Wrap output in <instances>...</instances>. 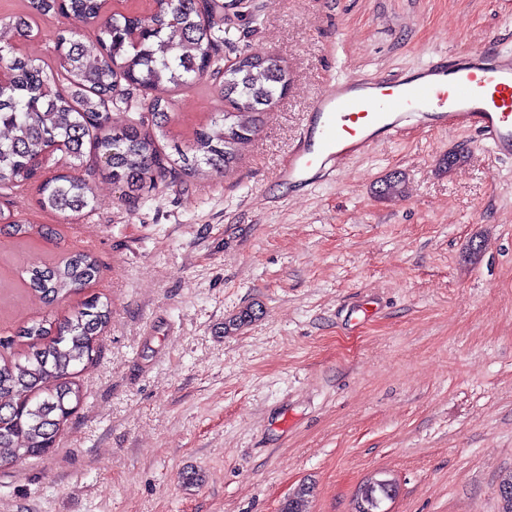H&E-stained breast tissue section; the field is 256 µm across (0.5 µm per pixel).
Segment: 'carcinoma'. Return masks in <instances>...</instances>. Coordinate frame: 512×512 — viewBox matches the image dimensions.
I'll list each match as a JSON object with an SVG mask.
<instances>
[{
  "label": "carcinoma",
  "mask_w": 512,
  "mask_h": 512,
  "mask_svg": "<svg viewBox=\"0 0 512 512\" xmlns=\"http://www.w3.org/2000/svg\"><path fill=\"white\" fill-rule=\"evenodd\" d=\"M106 0H26V10L0 17V63L10 74L0 85V189L34 184L41 210L76 219L93 201L92 188L76 174L86 153L121 190L127 201L140 198L147 183L167 176H198L236 162L239 148L258 132L261 117L288 89V73L267 56L246 49L226 69L219 55L224 44V0H171L142 21L117 4L105 14ZM72 14L97 31V53L87 59L78 29H62L55 56L45 61L16 47L34 39V17ZM207 79L224 102V111L195 130L193 142L174 147L176 158L162 152L172 119L170 88ZM156 92L146 111L151 124L130 121L110 125L108 103L122 85ZM63 148L70 169L46 177L41 152ZM405 176L380 180L376 195L386 200L405 193ZM34 225L10 203H0V232L25 237ZM99 274L97 260L76 251L53 265L29 270L26 287L53 302L75 292ZM112 305L93 296L63 321L20 327L0 342L26 349L0 363V463L36 457L53 448L56 437L83 399L71 381L79 364L92 360ZM308 489L301 488L281 512H306Z\"/></svg>",
  "instance_id": "cac0c4a2"
}]
</instances>
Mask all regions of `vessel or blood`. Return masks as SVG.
<instances>
[{"instance_id": "obj_1", "label": "vessel or blood", "mask_w": 512, "mask_h": 512, "mask_svg": "<svg viewBox=\"0 0 512 512\" xmlns=\"http://www.w3.org/2000/svg\"><path fill=\"white\" fill-rule=\"evenodd\" d=\"M411 119L474 131L494 155L512 156V53L490 42L454 65L430 62L389 83L351 75L333 80L312 103L300 144L279 175L309 182L317 168L397 137Z\"/></svg>"}]
</instances>
